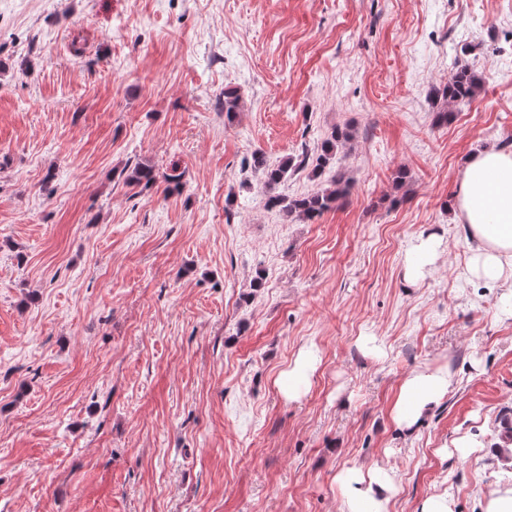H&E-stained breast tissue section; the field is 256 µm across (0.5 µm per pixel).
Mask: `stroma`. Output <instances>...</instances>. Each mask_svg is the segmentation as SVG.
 Here are the masks:
<instances>
[{
    "instance_id": "1",
    "label": "stroma",
    "mask_w": 512,
    "mask_h": 512,
    "mask_svg": "<svg viewBox=\"0 0 512 512\" xmlns=\"http://www.w3.org/2000/svg\"><path fill=\"white\" fill-rule=\"evenodd\" d=\"M464 62L482 89L446 104ZM337 128L331 167L278 191L349 194L312 222L263 206L244 159ZM508 138L512 0H0V512H344L348 469L388 472L387 512H483L512 486V289L467 277L452 208ZM439 367L447 395L400 429L403 379ZM441 243V237L435 232H430L419 236L411 244L406 266V276L410 282L423 277L426 268L438 257ZM312 370L313 358L303 356L298 358L294 365L288 368V371L281 373L276 383L280 392L288 401L297 399L301 395L302 387Z\"/></svg>"
}]
</instances>
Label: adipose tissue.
Returning a JSON list of instances; mask_svg holds the SVG:
<instances>
[{
	"instance_id": "1",
	"label": "adipose tissue",
	"mask_w": 512,
	"mask_h": 512,
	"mask_svg": "<svg viewBox=\"0 0 512 512\" xmlns=\"http://www.w3.org/2000/svg\"><path fill=\"white\" fill-rule=\"evenodd\" d=\"M471 240L469 277L494 283L512 281V152L490 147L470 156L454 202ZM450 386L446 369L417 371L400 385L392 408L398 426L410 430ZM341 483L348 512H383L392 483L387 474L349 469Z\"/></svg>"
}]
</instances>
